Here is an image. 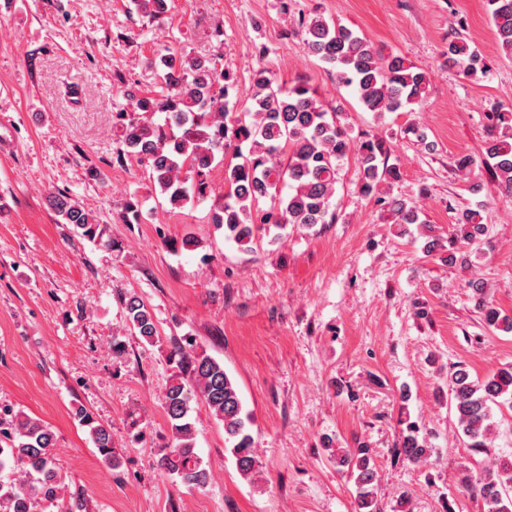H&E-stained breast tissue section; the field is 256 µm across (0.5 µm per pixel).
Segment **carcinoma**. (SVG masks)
I'll return each instance as SVG.
<instances>
[{"label": "carcinoma", "instance_id": "cac0c4a2", "mask_svg": "<svg viewBox=\"0 0 512 512\" xmlns=\"http://www.w3.org/2000/svg\"><path fill=\"white\" fill-rule=\"evenodd\" d=\"M137 11L158 18L168 10L167 0H133ZM490 21L500 53L512 58V0H487ZM301 44L312 56L330 66L336 84L354 90L367 112H410L422 104L431 84L430 74L404 57L384 54L365 36L334 21L314 15L298 21ZM447 62L464 74L487 73L488 65L467 40L455 36L448 41ZM163 72L161 90L151 96L127 93L129 110L116 113L115 126L125 151L135 155L150 170V177L170 204L181 206L208 196V173L217 157L228 152L240 162L225 169L224 202L213 222L224 229V239L245 250L257 232L283 229L292 224L309 229L333 224L330 199L336 190L340 166L355 156L360 190L376 197L378 185L395 176L387 165L385 141L374 136L355 138L338 120V115L321 99L318 90L304 80L290 86L275 82L268 69L253 75V93L247 111L233 113L230 91L235 86L233 71L218 68L208 58L169 52L159 57ZM162 112L164 123L141 117ZM484 155L492 162L495 188L512 194V111L489 116ZM247 144V154L241 145ZM394 215L397 224H424L418 209L402 199L377 197ZM54 210L80 235L102 237L99 225L76 201L61 194L52 200ZM461 240L470 243L486 231L480 212L467 209L456 219ZM126 316L133 330L148 342L154 341V318L136 295L125 300ZM486 325L512 333V317L497 307L483 306ZM177 363L166 389L165 412L172 443L163 450L159 468L183 482L203 487L209 474L195 451L190 402L199 397L224 424V436L241 476L256 472L257 460L248 433L251 415L244 411L239 390L224 365L192 348L179 347L170 354ZM450 408L467 448L487 447L495 422L493 407L512 409V366L479 381L458 369L448 377ZM0 419V472L8 469L20 479H0V500L10 512H34L41 501L57 499L61 482L55 470L53 432L38 419L11 409ZM75 415L91 427L93 440L104 462L121 465L112 446V434L84 409ZM419 428L410 424L403 435L401 453L411 462L430 454L418 439ZM373 449L365 444L336 458V466L353 480L356 512H378V493ZM462 482L483 503V512H512V458L503 457L492 468Z\"/></svg>", "mask_w": 512, "mask_h": 512}]
</instances>
